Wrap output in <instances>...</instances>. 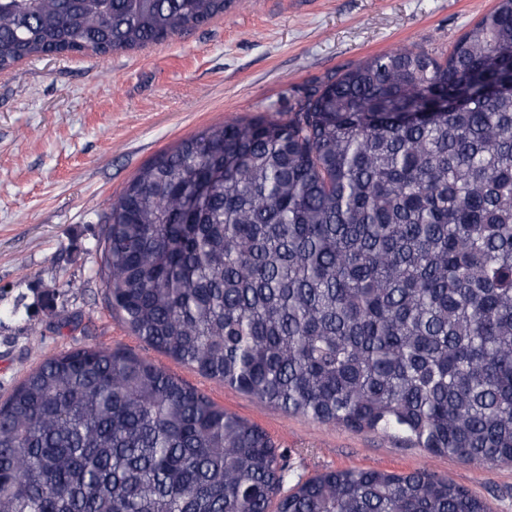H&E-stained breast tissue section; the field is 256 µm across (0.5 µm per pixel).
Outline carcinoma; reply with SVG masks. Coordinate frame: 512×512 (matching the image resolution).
<instances>
[{"label":"carcinoma","mask_w":512,"mask_h":512,"mask_svg":"<svg viewBox=\"0 0 512 512\" xmlns=\"http://www.w3.org/2000/svg\"><path fill=\"white\" fill-rule=\"evenodd\" d=\"M228 2L0 0V68L161 43ZM287 112L138 171L110 203L112 310L291 415L511 463L512 0L446 55L374 54ZM287 478L262 429L134 354L54 355L0 403V512H490L421 469Z\"/></svg>","instance_id":"cac0c4a2"}]
</instances>
